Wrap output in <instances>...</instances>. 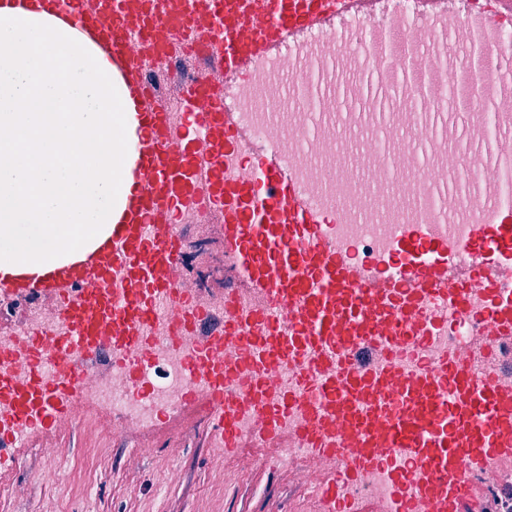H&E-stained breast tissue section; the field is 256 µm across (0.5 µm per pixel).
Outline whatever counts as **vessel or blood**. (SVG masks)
Masks as SVG:
<instances>
[{"label":"vessel or blood","mask_w":512,"mask_h":512,"mask_svg":"<svg viewBox=\"0 0 512 512\" xmlns=\"http://www.w3.org/2000/svg\"><path fill=\"white\" fill-rule=\"evenodd\" d=\"M88 31L135 106L112 230L0 296L58 302L30 375H0L20 427L85 392L102 352L141 384L151 336L202 337L224 445L287 430L338 512L386 470L384 512H465L512 457V0H28ZM205 42L169 111L148 56ZM314 100L310 112L283 102ZM498 132L487 143V123ZM466 125L472 147L452 141ZM465 170L462 190L448 178ZM224 231L220 314L181 277L183 228ZM469 340L444 346L458 325Z\"/></svg>","instance_id":"1"}]
</instances>
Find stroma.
<instances>
[{"instance_id":"stroma-1","label":"stroma","mask_w":512,"mask_h":512,"mask_svg":"<svg viewBox=\"0 0 512 512\" xmlns=\"http://www.w3.org/2000/svg\"><path fill=\"white\" fill-rule=\"evenodd\" d=\"M224 246L219 224L190 225L181 271L196 283L203 255ZM218 417L204 397L189 400L148 424L109 415L90 399L58 423L14 439L0 459V512H327L297 487L279 446L246 441L225 452L215 441Z\"/></svg>"}]
</instances>
